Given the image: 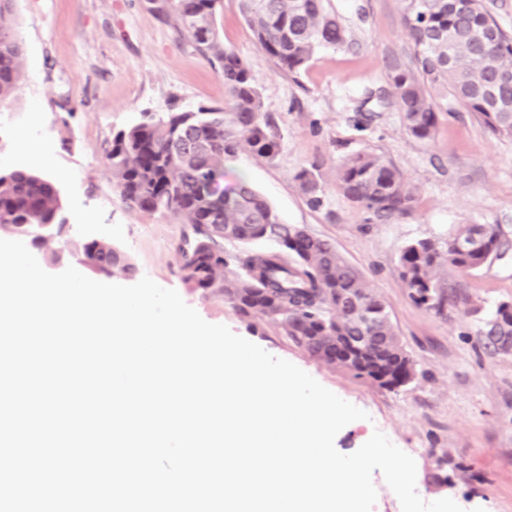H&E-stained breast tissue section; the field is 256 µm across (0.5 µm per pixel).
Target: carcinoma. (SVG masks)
I'll list each match as a JSON object with an SVG mask.
<instances>
[{"mask_svg":"<svg viewBox=\"0 0 512 512\" xmlns=\"http://www.w3.org/2000/svg\"><path fill=\"white\" fill-rule=\"evenodd\" d=\"M241 17L276 68L288 74L304 69L322 48L347 42V31L330 0H238ZM403 22L412 49L409 62L388 66L389 90L406 131L432 138L436 109L430 89L444 88L491 133L512 139V34L505 32L484 0H469L465 11L454 0H406ZM220 0H171L161 14L177 33L190 37L204 56L221 64L224 104L200 105L140 121L112 135L107 166L120 200L144 212H161L191 225L177 247L182 281L204 299L229 304L254 332L273 326L297 347L330 368L346 371L380 388L410 383L415 364L389 318L385 303L360 273L321 239L285 224L258 192L239 182L224 187L226 162L248 151L272 160L280 136L263 110L260 80L236 53L224 48L213 25ZM212 25L198 31L197 18ZM22 43L12 19V0H0V105L22 86ZM295 180L308 202L322 204L318 182L303 169ZM336 185L356 203L368 223H389L411 214L416 200L402 173L384 157L357 153L336 167ZM59 189L38 170L18 166L0 175V232L19 235L41 224H63ZM224 225V232L213 228ZM467 224L448 237L407 244L400 257L401 278L415 304L442 315L458 304L442 272L465 273L497 257L505 248L499 225H487L486 241L464 253L456 242L472 236ZM265 241L270 250H242L226 243ZM82 263L99 278L134 266L112 243L85 240ZM353 297L374 306L369 335L383 344L360 354L348 340L357 332ZM484 346L497 351L494 338L512 336V301L503 300L478 330Z\"/></svg>","mask_w":512,"mask_h":512,"instance_id":"carcinoma-1","label":"carcinoma"}]
</instances>
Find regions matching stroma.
<instances>
[{
	"label": "stroma",
	"instance_id": "stroma-1",
	"mask_svg": "<svg viewBox=\"0 0 512 512\" xmlns=\"http://www.w3.org/2000/svg\"><path fill=\"white\" fill-rule=\"evenodd\" d=\"M331 4L347 43L320 50L288 75L256 44L238 0H221L218 38L259 78L281 136L274 159L240 152L224 181L245 179L284 223L330 240L362 274L415 362L408 386L380 388L328 368L276 330L251 333L230 305L201 299L183 283L177 246L189 225L120 202L104 158L113 133L147 112L224 102L219 62L163 22L157 0H14L24 80L17 97L0 105V167L53 177L75 238L114 242L137 277L176 290L207 322L228 326L366 411L367 419L337 434L339 452L353 453L381 431L414 458L424 501L449 497L464 512H512V355L488 356L476 336L481 319L512 299V251L466 275L447 269L460 302L445 315L413 303L399 264L407 243L447 237L462 224H496L512 240V140L493 138L443 90L433 94V138L410 136L396 106L373 97L388 86L389 62L410 56L405 0ZM358 152L383 156L405 176L417 198L411 216L366 223L336 185L337 163ZM304 168L322 190L320 207L309 205L295 179Z\"/></svg>",
	"mask_w": 512,
	"mask_h": 512
}]
</instances>
